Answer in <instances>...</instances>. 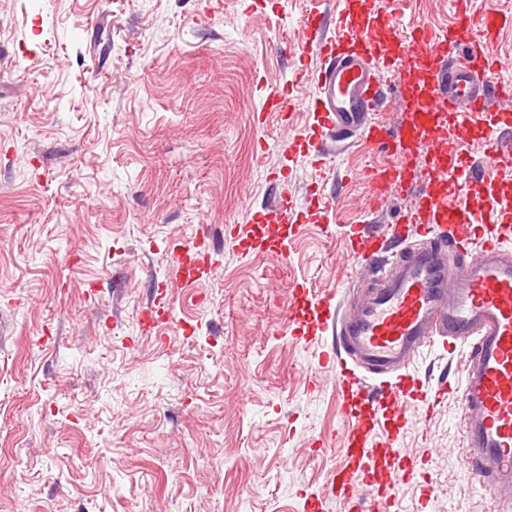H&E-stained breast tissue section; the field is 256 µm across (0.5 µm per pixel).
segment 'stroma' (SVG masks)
Instances as JSON below:
<instances>
[{
  "label": "stroma",
  "mask_w": 512,
  "mask_h": 512,
  "mask_svg": "<svg viewBox=\"0 0 512 512\" xmlns=\"http://www.w3.org/2000/svg\"><path fill=\"white\" fill-rule=\"evenodd\" d=\"M318 0H0V512H305L348 422L296 340L294 282L356 278L341 233L369 220L352 150L331 168L284 150L314 89L286 51ZM454 0H406L398 24L442 31ZM291 89L289 124L252 122ZM331 202L335 221L288 240V262L225 235L274 197ZM209 270L168 289L165 335L140 310L170 279L169 246L198 225ZM404 445L425 480L402 512H494L463 471L449 396Z\"/></svg>",
  "instance_id": "stroma-1"
}]
</instances>
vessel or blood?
<instances>
[{"label": "vessel or blood", "mask_w": 512, "mask_h": 512, "mask_svg": "<svg viewBox=\"0 0 512 512\" xmlns=\"http://www.w3.org/2000/svg\"><path fill=\"white\" fill-rule=\"evenodd\" d=\"M336 33L310 12L291 45L299 77L316 94L307 102L315 122L288 139V149L315 162L362 143L388 160L371 172V206L382 211L392 192L415 178L425 187L393 224L350 225L348 255L359 273L379 280L362 298L347 289L320 293L295 284L288 325L298 338L333 336L318 357L336 383L350 420L339 463L307 512L338 500L344 512H398L397 490L416 475L403 446L412 417L430 416L448 397L447 383L428 388L414 363L423 351L464 349L457 388L469 480L501 505L512 503V194L486 181L490 205L476 211L462 177L474 142L484 159L512 168V81L491 82L489 48L507 24L505 11L458 10L445 34L424 25L397 31L393 11L376 0H336ZM394 107V120L378 112ZM294 103L268 95L262 114L289 121ZM332 207L310 196L305 215L288 198L255 221L296 232L299 221L326 223ZM207 231L191 246L169 251L186 283L209 265ZM173 309L157 293L143 312V333L166 328Z\"/></svg>", "instance_id": "1"}]
</instances>
